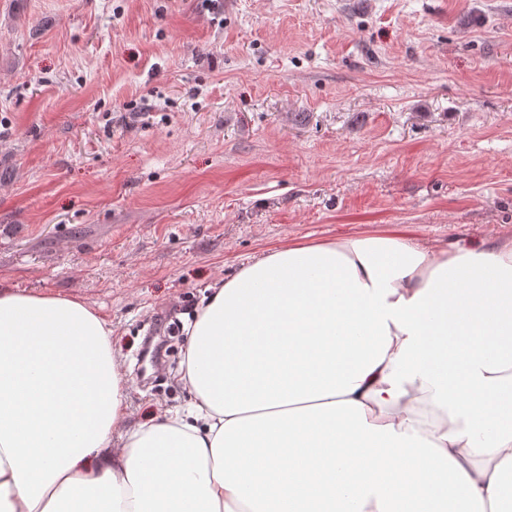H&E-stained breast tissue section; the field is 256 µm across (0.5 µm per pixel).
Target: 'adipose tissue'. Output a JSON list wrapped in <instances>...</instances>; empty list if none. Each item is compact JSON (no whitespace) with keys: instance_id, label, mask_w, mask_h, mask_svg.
Returning a JSON list of instances; mask_svg holds the SVG:
<instances>
[{"instance_id":"obj_1","label":"adipose tissue","mask_w":512,"mask_h":512,"mask_svg":"<svg viewBox=\"0 0 512 512\" xmlns=\"http://www.w3.org/2000/svg\"><path fill=\"white\" fill-rule=\"evenodd\" d=\"M188 331L132 424L111 322L0 289V512H512V242L295 244Z\"/></svg>"}]
</instances>
